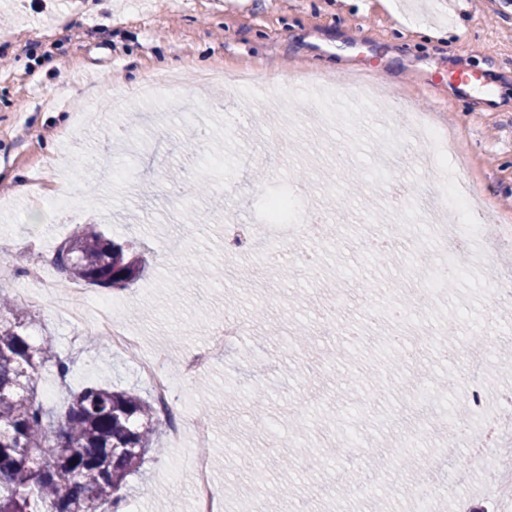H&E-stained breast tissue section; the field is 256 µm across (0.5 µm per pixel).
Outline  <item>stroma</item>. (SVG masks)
Segmentation results:
<instances>
[{"label": "stroma", "instance_id": "1", "mask_svg": "<svg viewBox=\"0 0 512 512\" xmlns=\"http://www.w3.org/2000/svg\"><path fill=\"white\" fill-rule=\"evenodd\" d=\"M0 293L39 313L43 333L72 372L60 381L42 369L38 389L56 410L89 384L149 397L139 357L167 355L178 415L205 413L214 487L226 512H414L406 487L434 461L444 435L442 416L407 412V428L423 429L416 451L403 432L384 422L408 401L407 389H439L462 412L471 384L498 393L512 386L501 351L512 345V321L498 312L494 264L470 225L458 263L468 271L449 279L445 293L420 295L414 269L438 259L435 237L421 227L397 229L379 205L390 183L421 193L433 180L468 174L496 221L512 222V0H0ZM422 31H415V24ZM447 39H440V31ZM172 61L156 127L153 104L140 88L147 71ZM374 64L379 100L404 96L412 111L452 131L467 171L416 164L387 173L382 151L419 153L401 127L353 107L316 143L295 141L282 151L278 133L254 138L271 121L266 96L300 112L305 78L328 75L338 96L356 98L353 83ZM268 78L289 72L297 83L265 85L261 95L221 104L199 71L214 67ZM492 80L471 99L450 84L458 67ZM120 87L132 112H112ZM194 113L191 125L180 119ZM35 186L20 195L16 184ZM299 196L304 207L333 212L330 248L320 266L301 260L272 268L259 251L226 253L224 217L254 223L265 198ZM84 224L134 243L148 263L144 278L118 290L84 284L93 298L126 300L120 320L139 338L138 350L112 348L57 314L49 298L20 295L25 270ZM374 225L390 247H365L361 225ZM345 291L337 303L330 283ZM413 309L429 328L454 339L451 355L384 334L351 338L326 319H364L370 306ZM251 323L235 348L215 355L194 378L181 364L186 350L205 346L224 317ZM308 334L307 347L289 346ZM264 393V421L281 445L253 432L251 397ZM463 413V412H462ZM196 438L174 445L159 434L141 468L122 490L135 512H156L158 500L193 512ZM375 471L371 498L341 483L353 464Z\"/></svg>", "mask_w": 512, "mask_h": 512}]
</instances>
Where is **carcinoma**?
Wrapping results in <instances>:
<instances>
[{
    "label": "carcinoma",
    "instance_id": "1",
    "mask_svg": "<svg viewBox=\"0 0 512 512\" xmlns=\"http://www.w3.org/2000/svg\"><path fill=\"white\" fill-rule=\"evenodd\" d=\"M53 264L74 281L124 288L146 260L130 243L91 225L56 248ZM39 316L0 294V512H118L122 487L150 450L162 424L154 403L129 390L91 385L57 412L35 378L72 370L50 338H35Z\"/></svg>",
    "mask_w": 512,
    "mask_h": 512
}]
</instances>
